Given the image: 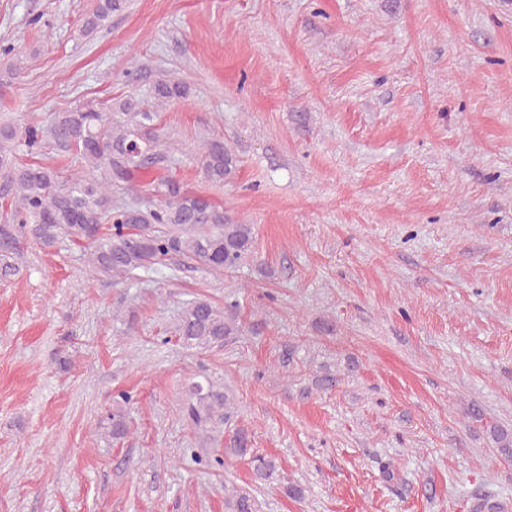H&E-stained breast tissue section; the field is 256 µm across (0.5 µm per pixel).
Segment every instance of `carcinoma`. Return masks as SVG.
Here are the masks:
<instances>
[{"label": "carcinoma", "mask_w": 512, "mask_h": 512, "mask_svg": "<svg viewBox=\"0 0 512 512\" xmlns=\"http://www.w3.org/2000/svg\"><path fill=\"white\" fill-rule=\"evenodd\" d=\"M126 0H98L83 30L102 26ZM190 86L161 75L153 82L158 107L189 96ZM159 113L134 96L94 107L79 105L55 114L44 127L30 122L20 129L0 125V256L14 253L21 239L31 237L44 247L64 236L89 249V270L112 279H136L140 272L173 259L193 261L215 275L232 272L255 252V225L233 221L211 197L189 189L169 175L174 158L164 145ZM71 159L65 173L40 159L44 148ZM203 178L213 186L234 179L239 160L220 136L203 140L196 156ZM141 191L147 200L128 203L121 195ZM245 332L239 304L220 305L208 298L186 302L178 314L175 333L188 349L207 350ZM183 415L202 427L220 421L230 410L231 389L211 381L193 382ZM128 392L112 398L107 421L112 436L128 432L124 406ZM490 435L499 455L512 460V428L493 425ZM245 428L232 431L224 457L205 460L222 467L228 460H246L254 480L273 481L276 460L251 448ZM224 512H256L246 491L224 489Z\"/></svg>", "instance_id": "1"}]
</instances>
